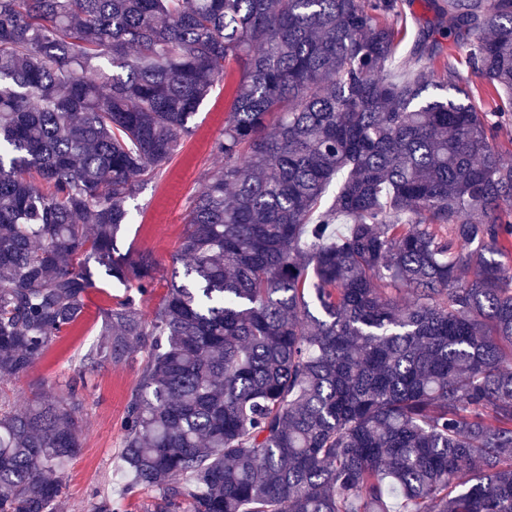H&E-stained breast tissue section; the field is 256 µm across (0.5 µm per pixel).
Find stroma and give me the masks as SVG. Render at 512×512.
Here are the masks:
<instances>
[{
  "label": "stroma",
  "mask_w": 512,
  "mask_h": 512,
  "mask_svg": "<svg viewBox=\"0 0 512 512\" xmlns=\"http://www.w3.org/2000/svg\"><path fill=\"white\" fill-rule=\"evenodd\" d=\"M231 93V85L216 84L163 172L141 184L130 202L133 220L119 246L150 253L156 262L155 286L139 302L143 314H151L166 295L190 204L203 188L205 173L221 163L213 145L224 128ZM126 293L111 278L96 277L78 323L51 346L27 377L0 381V400L19 409L36 393L65 394V383L77 373L80 357L98 339L102 311L114 307ZM85 379L82 448L65 467L58 512H88L98 494L111 496L114 512H150L152 491L124 493L127 478L118 457L124 410L139 380V364L90 370Z\"/></svg>",
  "instance_id": "stroma-1"
}]
</instances>
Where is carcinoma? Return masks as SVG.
Returning <instances> with one entry per match:
<instances>
[{
	"label": "carcinoma",
	"mask_w": 512,
	"mask_h": 512,
	"mask_svg": "<svg viewBox=\"0 0 512 512\" xmlns=\"http://www.w3.org/2000/svg\"><path fill=\"white\" fill-rule=\"evenodd\" d=\"M413 2L0 0V379L95 273L135 289L81 369L144 345L120 459L156 512H512V0ZM233 66L145 317L129 201ZM84 402L0 400V512H57Z\"/></svg>",
	"instance_id": "obj_1"
}]
</instances>
